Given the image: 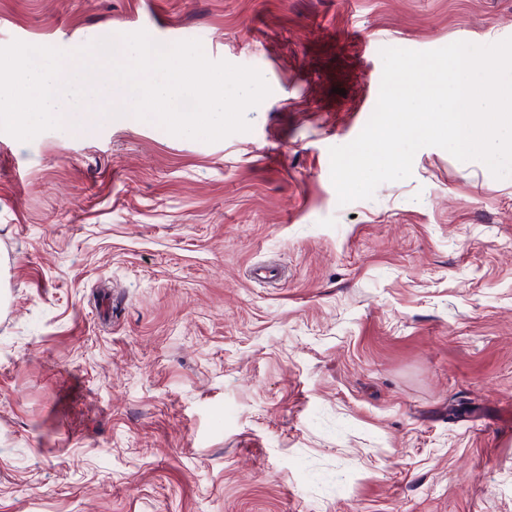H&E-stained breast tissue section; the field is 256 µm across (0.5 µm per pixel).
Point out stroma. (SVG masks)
<instances>
[{"label":"stroma","instance_id":"stroma-1","mask_svg":"<svg viewBox=\"0 0 512 512\" xmlns=\"http://www.w3.org/2000/svg\"><path fill=\"white\" fill-rule=\"evenodd\" d=\"M146 31L256 68L250 131L0 132V512H512V176L438 147L342 206L382 45L512 0H0V46Z\"/></svg>","mask_w":512,"mask_h":512}]
</instances>
